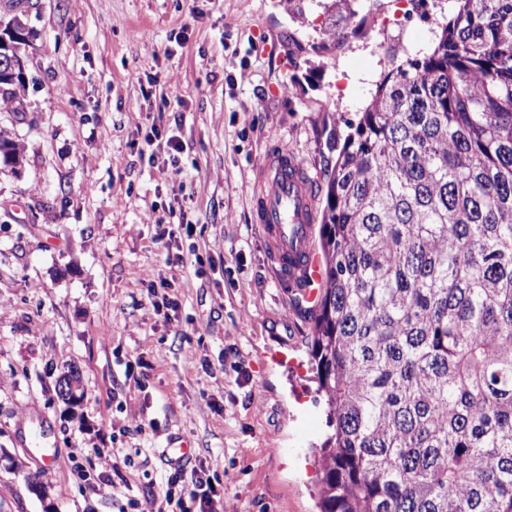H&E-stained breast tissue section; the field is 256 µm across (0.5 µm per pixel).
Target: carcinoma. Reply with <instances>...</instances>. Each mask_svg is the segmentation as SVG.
Returning <instances> with one entry per match:
<instances>
[{"mask_svg": "<svg viewBox=\"0 0 512 512\" xmlns=\"http://www.w3.org/2000/svg\"><path fill=\"white\" fill-rule=\"evenodd\" d=\"M451 2L316 184L321 512H512V0ZM19 85L0 74L12 112ZM22 159L0 135V163Z\"/></svg>", "mask_w": 512, "mask_h": 512, "instance_id": "cac0c4a2", "label": "carcinoma"}]
</instances>
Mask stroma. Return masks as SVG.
<instances>
[{"label":"stroma","mask_w":512,"mask_h":512,"mask_svg":"<svg viewBox=\"0 0 512 512\" xmlns=\"http://www.w3.org/2000/svg\"><path fill=\"white\" fill-rule=\"evenodd\" d=\"M31 2L27 109L0 106L25 155L0 172V512H157L183 443L223 512H318L326 406L254 220L255 175L285 149L322 180L330 132L399 57L354 0ZM319 12L355 28L342 51L313 53ZM447 13L427 0L410 49ZM153 125L184 143L176 179L143 149ZM158 215L177 227L167 249ZM149 281L168 283L174 319ZM73 367L75 404L56 390Z\"/></svg>","instance_id":"stroma-1"}]
</instances>
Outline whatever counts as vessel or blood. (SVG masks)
I'll use <instances>...</instances> for the list:
<instances>
[{
    "instance_id": "1",
    "label": "vessel or blood",
    "mask_w": 512,
    "mask_h": 512,
    "mask_svg": "<svg viewBox=\"0 0 512 512\" xmlns=\"http://www.w3.org/2000/svg\"><path fill=\"white\" fill-rule=\"evenodd\" d=\"M260 181L254 213L269 244L275 276L301 301L315 302L321 261L313 243L317 198L312 179L301 161L281 152L263 165Z\"/></svg>"
}]
</instances>
